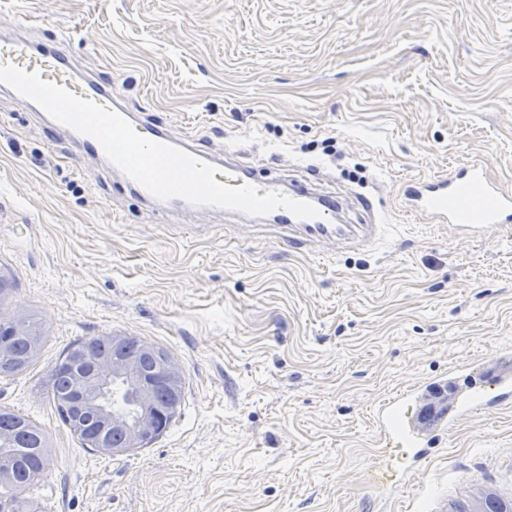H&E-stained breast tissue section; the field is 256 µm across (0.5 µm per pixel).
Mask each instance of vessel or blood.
<instances>
[{
    "mask_svg": "<svg viewBox=\"0 0 512 512\" xmlns=\"http://www.w3.org/2000/svg\"><path fill=\"white\" fill-rule=\"evenodd\" d=\"M69 34H60L52 43H34L23 34L0 37V63L41 75L43 80L65 86L77 96L93 100L125 115L141 136L171 144L218 167L217 182L239 187L249 184L260 191L274 189L291 199L313 204L318 217L296 218L278 209L257 220L259 229L278 233L283 247L299 253L307 244L319 242L331 248L370 246L385 234L380 204L375 197L361 193L356 202L365 216L364 223L340 221L342 203L336 196L314 184L288 180L278 174L257 176L231 152H219L199 145L192 135L176 134L128 111L111 86L97 74L77 71L66 45ZM126 189L154 205L163 222L172 212L188 209L187 201L155 199L142 185L122 177ZM403 208L412 216L433 224H445L462 237H477L490 228H512V191L491 178L488 164L476 158L454 173L410 180L402 191ZM512 403V350L501 349L475 362L450 367L448 372L400 390L375 409L376 443L380 454L378 485L387 489L405 487L410 476L431 455L438 441L460 420Z\"/></svg>",
    "mask_w": 512,
    "mask_h": 512,
    "instance_id": "b4317fda",
    "label": "vessel or blood"
}]
</instances>
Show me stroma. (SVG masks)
Segmentation results:
<instances>
[{
	"label": "stroma",
	"instance_id": "1",
	"mask_svg": "<svg viewBox=\"0 0 512 512\" xmlns=\"http://www.w3.org/2000/svg\"><path fill=\"white\" fill-rule=\"evenodd\" d=\"M49 13L50 25L32 23ZM71 33L78 69L130 108L348 200L378 192L376 248L289 253L238 218L154 211L0 93V318L43 341L0 378V409L47 436L45 512H448L512 502V404L460 422L410 484L368 480L374 408L512 346V240L463 239L405 213L412 179L473 157L512 186V0H0V33ZM333 138L334 150L321 143ZM167 349L183 376L170 427L103 455L43 384L103 335ZM469 506L454 503L451 512H512V505L504 501L494 492L485 493L474 505L476 510H468Z\"/></svg>",
	"mask_w": 512,
	"mask_h": 512
}]
</instances>
